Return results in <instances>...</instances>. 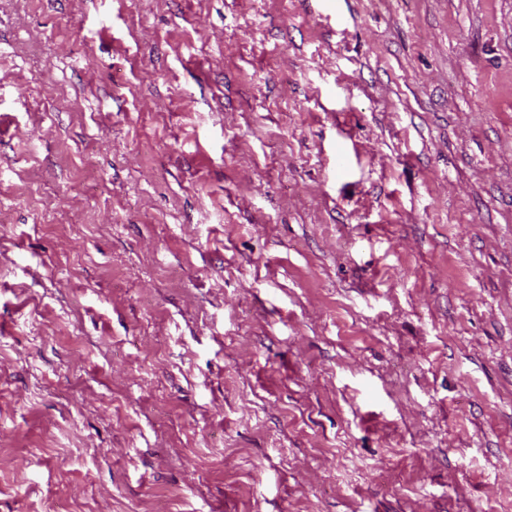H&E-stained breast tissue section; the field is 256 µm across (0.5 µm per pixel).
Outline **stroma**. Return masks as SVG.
I'll list each match as a JSON object with an SVG mask.
<instances>
[{"label":"stroma","instance_id":"stroma-1","mask_svg":"<svg viewBox=\"0 0 512 512\" xmlns=\"http://www.w3.org/2000/svg\"><path fill=\"white\" fill-rule=\"evenodd\" d=\"M0 512H512V0H0Z\"/></svg>","mask_w":512,"mask_h":512}]
</instances>
